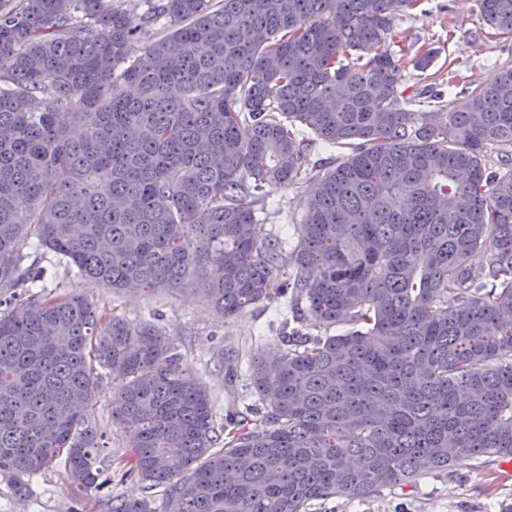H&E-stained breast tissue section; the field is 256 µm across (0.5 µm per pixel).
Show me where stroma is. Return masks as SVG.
I'll use <instances>...</instances> for the list:
<instances>
[{
	"instance_id": "stroma-1",
	"label": "stroma",
	"mask_w": 512,
	"mask_h": 512,
	"mask_svg": "<svg viewBox=\"0 0 512 512\" xmlns=\"http://www.w3.org/2000/svg\"><path fill=\"white\" fill-rule=\"evenodd\" d=\"M396 30L398 36L390 49L406 75V97L414 99L423 92L439 95L442 110L453 97L448 90L450 74L486 84L495 79L500 67L512 66V41L493 35L480 14L478 0H421L416 9L397 20ZM429 50L435 53L432 64L426 70H415L414 58ZM310 197L306 184L271 187L265 205L256 211L259 222L282 240L286 250L297 244L294 227L305 218ZM19 252L25 262H38L48 270L35 295L51 298L74 292L129 322H154L209 386L215 420L220 424L236 416L253 420L261 413L248 376V360L254 352L281 347L283 332L315 331L309 317L294 312L279 297L247 307L227 320L198 291L118 294L85 281L54 252L39 247L31 235L22 237ZM111 392V381H104L93 414L106 443L102 467L108 483L101 493L88 496L73 489L59 465L34 476L22 496L10 478L1 475L0 512H108L110 499L145 497L154 508H161L159 491L121 477L135 435L113 422ZM309 512H512V470L503 458L484 470L467 465L435 469L412 484L366 498L316 502Z\"/></svg>"
}]
</instances>
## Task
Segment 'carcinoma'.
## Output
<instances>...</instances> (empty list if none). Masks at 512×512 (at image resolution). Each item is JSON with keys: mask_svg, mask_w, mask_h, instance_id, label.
<instances>
[{"mask_svg": "<svg viewBox=\"0 0 512 512\" xmlns=\"http://www.w3.org/2000/svg\"><path fill=\"white\" fill-rule=\"evenodd\" d=\"M419 2L0 0V474L17 490L61 458L85 494L108 483L106 378L138 436L124 475L163 512H308L512 456V67L447 112L410 108L388 47ZM479 2L512 36V0ZM308 134L342 161L308 167ZM297 183L312 199L286 254L255 206ZM24 235L114 292L201 286L226 319L289 293L325 331L363 328L255 352L265 415L218 429L160 328L24 296L44 275Z\"/></svg>", "mask_w": 512, "mask_h": 512, "instance_id": "cac0c4a2", "label": "carcinoma"}]
</instances>
